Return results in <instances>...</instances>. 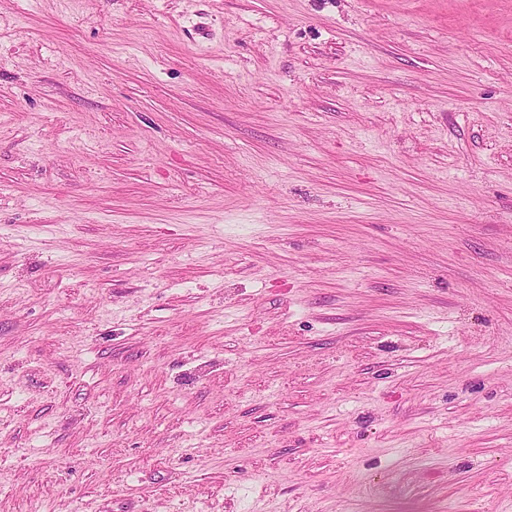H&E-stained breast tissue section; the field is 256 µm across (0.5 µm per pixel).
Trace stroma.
Here are the masks:
<instances>
[{"instance_id": "1", "label": "stroma", "mask_w": 512, "mask_h": 512, "mask_svg": "<svg viewBox=\"0 0 512 512\" xmlns=\"http://www.w3.org/2000/svg\"><path fill=\"white\" fill-rule=\"evenodd\" d=\"M512 512V0H0V512Z\"/></svg>"}]
</instances>
